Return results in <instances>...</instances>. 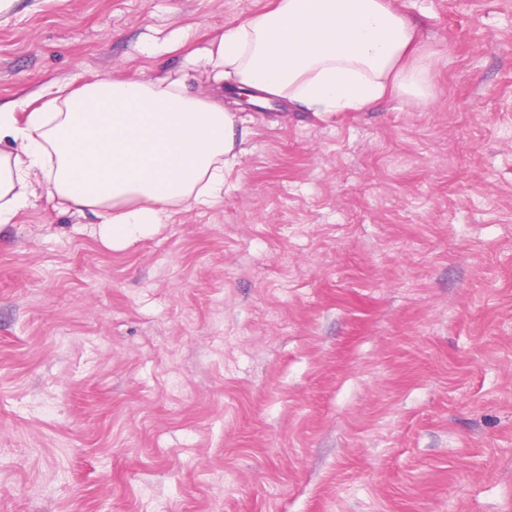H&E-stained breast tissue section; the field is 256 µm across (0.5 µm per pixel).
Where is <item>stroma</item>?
<instances>
[{"label": "stroma", "mask_w": 512, "mask_h": 512, "mask_svg": "<svg viewBox=\"0 0 512 512\" xmlns=\"http://www.w3.org/2000/svg\"><path fill=\"white\" fill-rule=\"evenodd\" d=\"M273 0H12L0 106L182 81ZM427 101L224 93L210 206L127 247L31 198L0 224V512H512V0H392Z\"/></svg>", "instance_id": "obj_1"}]
</instances>
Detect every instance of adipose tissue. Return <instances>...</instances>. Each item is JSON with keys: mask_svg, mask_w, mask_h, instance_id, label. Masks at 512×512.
Wrapping results in <instances>:
<instances>
[{"mask_svg": "<svg viewBox=\"0 0 512 512\" xmlns=\"http://www.w3.org/2000/svg\"><path fill=\"white\" fill-rule=\"evenodd\" d=\"M207 63L249 102L285 98L317 116L422 100L433 66L391 0H275L226 28ZM239 137L223 104L162 79L59 88L22 123L0 108V224L42 191L102 217L107 239L126 244L173 206L221 198Z\"/></svg>", "mask_w": 512, "mask_h": 512, "instance_id": "adipose-tissue-1", "label": "adipose tissue"}]
</instances>
